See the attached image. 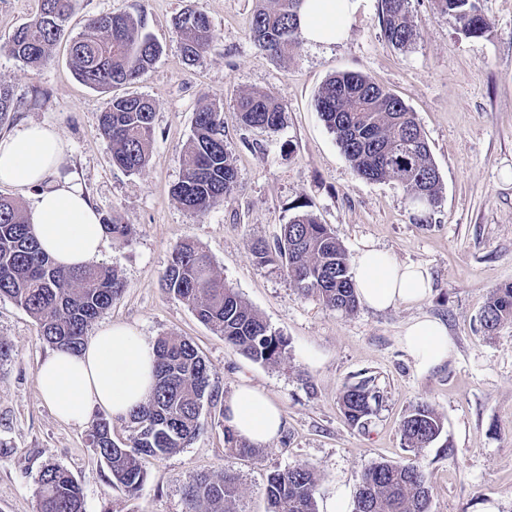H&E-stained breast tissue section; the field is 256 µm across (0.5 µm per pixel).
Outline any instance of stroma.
<instances>
[{"label":"stroma","mask_w":512,"mask_h":512,"mask_svg":"<svg viewBox=\"0 0 512 512\" xmlns=\"http://www.w3.org/2000/svg\"><path fill=\"white\" fill-rule=\"evenodd\" d=\"M256 0H74L69 26L49 61L33 68L1 46L36 12L38 0H0V83L21 108L0 136L38 121L68 144L59 178L75 180L100 213L117 212L133 228L129 241L107 239L102 264L125 284L98 324L135 326L148 343L175 333L192 339L210 367L211 398L201 431L185 448L145 458L137 497L112 487L85 426L58 421L41 398L38 365L52 349L34 319L0 299V337L13 358L0 365V512H36L35 489L46 463L68 469L81 485L85 512H184V492L202 473L229 470L240 485L236 512H267L268 475L298 463L315 466L318 502L337 489L355 494L365 470L387 460L427 473L432 512H512V323L485 335L479 316L491 291L512 283V0H480L489 23L463 34L434 0H410L417 35L405 49L387 43L379 0H365L333 43L303 42L275 58L249 39ZM203 10L214 39L199 62L184 61L172 19ZM126 12L141 18L163 52L144 81L119 87L156 104L155 141L147 167L130 174L112 163L98 132L106 94L80 83L69 44L87 19ZM354 71L401 98L417 115L438 170L441 204L418 224L405 189L357 176L316 108L321 85ZM265 93L286 107L271 134L240 123L236 103ZM224 107V143L235 159L234 198L203 215L173 197L186 163L192 117L212 101ZM306 208L328 225L349 260L373 247L401 263L426 267L432 293L420 306L384 311L359 306L349 316L302 297L277 264L258 263L252 247L275 245L284 224ZM196 241L216 272L288 341L281 363H257L225 343L162 286L172 248ZM428 315L448 329V358L419 371L401 332ZM372 379L380 404L368 430L350 427L339 397ZM262 389L285 418L276 441L252 459L224 452V401L241 384ZM444 421L437 442L406 448L400 424L416 405Z\"/></svg>","instance_id":"35a3bbf8"}]
</instances>
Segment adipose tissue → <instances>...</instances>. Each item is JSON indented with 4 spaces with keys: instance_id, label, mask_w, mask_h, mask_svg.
Wrapping results in <instances>:
<instances>
[{
    "instance_id": "obj_1",
    "label": "adipose tissue",
    "mask_w": 512,
    "mask_h": 512,
    "mask_svg": "<svg viewBox=\"0 0 512 512\" xmlns=\"http://www.w3.org/2000/svg\"><path fill=\"white\" fill-rule=\"evenodd\" d=\"M361 0H304L301 29L315 43L338 39ZM67 146L50 126L31 122L0 137V185L33 192L30 222L41 248L59 265L78 268L101 256L105 231L101 216L79 184L53 175L65 163ZM359 301L382 311L422 304L432 291L427 270L401 263L388 253L365 248L353 273ZM403 342L417 369L426 371L448 358V331L438 319L422 315L403 328ZM155 352L138 330L107 324L79 354L56 351L41 362L36 381L42 399L67 424H87L96 410L114 418L129 413L155 384ZM228 427L256 447L273 443L283 428L279 407L262 390L242 386L224 402Z\"/></svg>"
}]
</instances>
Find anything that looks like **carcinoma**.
I'll use <instances>...</instances> for the list:
<instances>
[{
  "instance_id": "carcinoma-1",
  "label": "carcinoma",
  "mask_w": 512,
  "mask_h": 512,
  "mask_svg": "<svg viewBox=\"0 0 512 512\" xmlns=\"http://www.w3.org/2000/svg\"><path fill=\"white\" fill-rule=\"evenodd\" d=\"M304 0H259L250 25L254 46L272 57L303 42L300 10ZM442 15L452 16L469 37L482 36L488 24L478 0H435ZM72 0H39L32 19L20 26L0 49L38 67L65 30ZM379 21L384 38L402 49L413 42L416 29L409 0H380ZM174 30L185 60L198 62L209 50L214 30L203 11L183 9ZM162 47L144 33L141 19L125 13L95 17L70 42V62L85 85L106 90L135 84L153 68ZM20 107L12 90L0 84V124ZM316 110L354 172L369 181H395L408 193L419 223L427 224L441 202V181L424 132L400 98L359 72H341L327 79L316 97ZM155 105L144 96L112 98L99 117L98 130L112 145V162L136 173L150 159L155 139ZM241 122L277 133L285 108L261 92L237 101ZM183 177L172 189L179 204L204 214L232 199L238 188L234 158L224 144L223 107L212 102L194 113L186 146ZM105 232L117 240L132 235V227L112 212L102 216ZM261 263H279L304 297L314 296L327 308L350 315L359 305L347 252L327 225L300 212L282 228L274 249L255 244ZM165 290L188 305L197 318L224 341L255 362L276 364L287 340L249 307L215 271L210 256L191 240L178 243L163 274ZM118 271L104 264L65 270L38 246L21 205L0 196V297L22 307L36 321L42 339L53 349L79 352L89 326L112 307L124 292ZM512 322V283L492 291L480 326L487 335ZM157 385L147 401L130 416L129 443L112 438L104 416L93 420L89 433L96 454L107 466L112 486L137 495L144 482L142 456L164 457L188 446L198 435L200 414L209 395L210 371L193 342L165 335L155 343ZM380 395L363 379L345 386L340 407L347 424L369 427ZM444 422L428 404L415 406L401 422V435L410 449L426 448L439 439ZM225 452L253 457L258 449L224 428ZM318 475L314 467L298 464L268 475V512H318ZM238 478L230 472L201 475L184 492L185 512H233ZM37 512H84L80 484L64 467L48 463L36 489ZM352 512H431V487L423 468L386 460L373 463L362 475Z\"/></svg>"
}]
</instances>
